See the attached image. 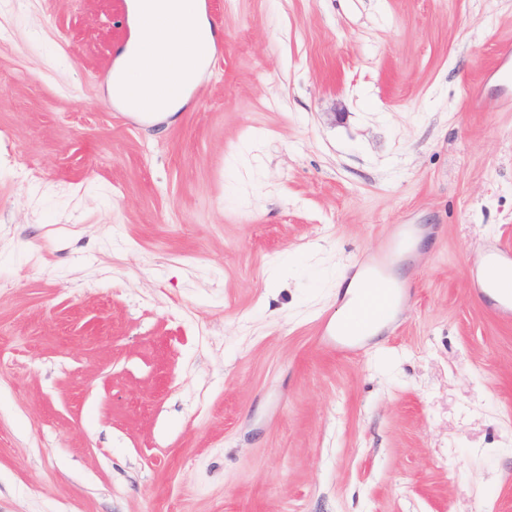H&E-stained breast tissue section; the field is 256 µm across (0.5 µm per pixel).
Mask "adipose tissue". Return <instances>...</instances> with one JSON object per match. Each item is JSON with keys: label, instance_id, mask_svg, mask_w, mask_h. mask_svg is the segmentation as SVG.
<instances>
[{"label": "adipose tissue", "instance_id": "ef3b65f1", "mask_svg": "<svg viewBox=\"0 0 512 512\" xmlns=\"http://www.w3.org/2000/svg\"><path fill=\"white\" fill-rule=\"evenodd\" d=\"M136 31L112 73V99L135 112L170 114L183 101L168 96L167 86L197 83L203 60L195 41L213 43V30L201 0H129Z\"/></svg>", "mask_w": 512, "mask_h": 512}]
</instances>
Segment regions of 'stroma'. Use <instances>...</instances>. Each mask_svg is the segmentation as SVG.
Here are the masks:
<instances>
[{"label":"stroma","instance_id":"35a3bbf8","mask_svg":"<svg viewBox=\"0 0 512 512\" xmlns=\"http://www.w3.org/2000/svg\"><path fill=\"white\" fill-rule=\"evenodd\" d=\"M167 117L126 0H0V512H512V0H207ZM408 291L354 355L352 265ZM488 282L494 296H488L483 288H477L479 294L490 303L500 318L512 320V276L507 278L489 276Z\"/></svg>","mask_w":512,"mask_h":512}]
</instances>
